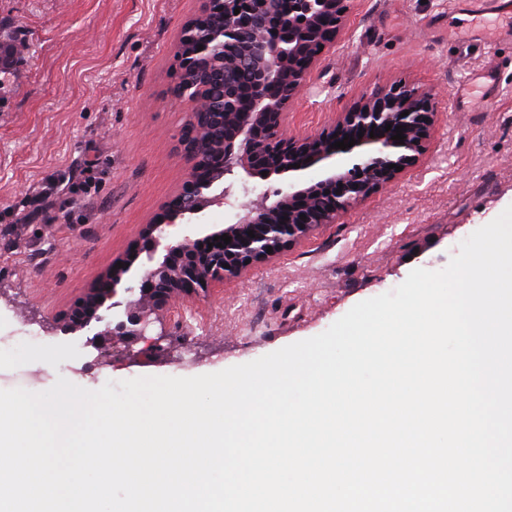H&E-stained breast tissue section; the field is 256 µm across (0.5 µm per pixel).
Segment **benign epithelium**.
Segmentation results:
<instances>
[{"instance_id":"1","label":"benign epithelium","mask_w":512,"mask_h":512,"mask_svg":"<svg viewBox=\"0 0 512 512\" xmlns=\"http://www.w3.org/2000/svg\"><path fill=\"white\" fill-rule=\"evenodd\" d=\"M218 4L223 6L224 21L219 48L237 55L254 75L247 92L231 88L224 94V116L230 125L224 127V154L214 162L219 176L199 180L197 150L188 147L189 174L177 194L179 208L162 210L142 229L134 256L144 253L151 263L139 285L150 308H128L124 317L109 319L108 312L121 305L116 300L118 286L128 272L126 266H114L65 317V331H91L92 340L110 339L127 356L138 354L134 346L149 326L159 325V336L166 335L167 305L173 293L191 295L224 287L225 280L280 254L321 226L336 223L401 172L415 167L427 150L435 123L432 95L398 82L365 97L317 136L288 133V106L307 85L323 50L336 43L352 0H204V9L211 13ZM236 8L240 13H234ZM201 45L203 50L186 55L188 68H200L210 56L211 42ZM398 126L403 130L402 142L392 139ZM346 137L355 145L344 150L332 147ZM390 164L402 171L388 168ZM316 166L322 167V178L304 180V172ZM263 171L269 178L288 176V190L278 191L270 203L245 208L236 223L210 233L227 235L230 243L188 254L182 244L167 240L165 227L187 214L197 216L226 203L238 183Z\"/></svg>"}]
</instances>
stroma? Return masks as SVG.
<instances>
[{
	"label": "stroma",
	"mask_w": 512,
	"mask_h": 512,
	"mask_svg": "<svg viewBox=\"0 0 512 512\" xmlns=\"http://www.w3.org/2000/svg\"><path fill=\"white\" fill-rule=\"evenodd\" d=\"M202 0H0L24 59L0 90V390L42 392L63 377L88 390L140 376L192 377L247 363L317 336L357 303L415 268L444 269L471 233L512 205V40L463 32L454 0H354L344 32L288 110L289 133L315 135L362 95L402 81L438 103L420 163L287 252L222 291L169 303L170 349L155 333L128 359L64 315L142 224L180 189L178 138L192 103L169 88L182 26ZM492 70V112L465 111L457 86ZM287 177L249 179L230 202L166 227L190 244L235 223L240 202L274 197ZM41 331L47 355L21 328Z\"/></svg>",
	"instance_id": "35a3bbf8"
}]
</instances>
